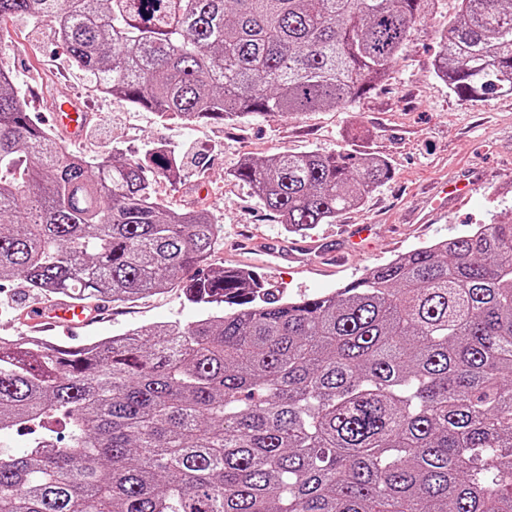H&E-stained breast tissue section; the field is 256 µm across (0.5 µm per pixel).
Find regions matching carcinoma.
<instances>
[{"mask_svg":"<svg viewBox=\"0 0 512 512\" xmlns=\"http://www.w3.org/2000/svg\"><path fill=\"white\" fill-rule=\"evenodd\" d=\"M426 0H0L50 20L98 90L161 120L241 123L344 107L395 68ZM437 78L512 93V0H458ZM342 150L233 177L289 233L391 179ZM158 150L66 153L0 67V282L134 301L175 280L195 321L39 346L0 337V512H512V222L415 248L289 299L211 268L222 227L160 205Z\"/></svg>","mask_w":512,"mask_h":512,"instance_id":"cac0c4a2","label":"carcinoma"}]
</instances>
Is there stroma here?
Listing matches in <instances>:
<instances>
[{
    "label": "stroma",
    "instance_id": "35a3bbf8",
    "mask_svg": "<svg viewBox=\"0 0 512 512\" xmlns=\"http://www.w3.org/2000/svg\"><path fill=\"white\" fill-rule=\"evenodd\" d=\"M457 0H436L411 32L397 66L386 81L354 107L276 116L241 124L163 122L153 112L100 94L93 77L70 65L54 27L15 18L0 28V64L15 76L28 110L39 123L47 118L39 97H81L95 113L85 138L64 143L66 152L89 158L122 149L144 152L151 144L181 146L189 178L181 188L156 179L153 193L168 207L210 210L224 226V240L207 267L243 268L259 273L285 297L336 291L366 270L409 250L447 239L512 215V93L459 99L433 73L439 50L437 31L455 14ZM362 130L349 137L351 128ZM335 149L385 159L392 178L359 205L341 212L335 223L310 234H285L251 189L232 178L246 158L280 152ZM203 164H195L198 151ZM473 183L465 200L448 199L446 214L433 220L438 203L425 188L432 182ZM367 224L363 250H348L339 228ZM22 281L0 285V336H22L21 311L42 303ZM98 322L71 338L48 332L59 345L86 343L133 328L180 321L205 311L188 303L180 284L134 302L108 301Z\"/></svg>",
    "mask_w": 512,
    "mask_h": 512
}]
</instances>
